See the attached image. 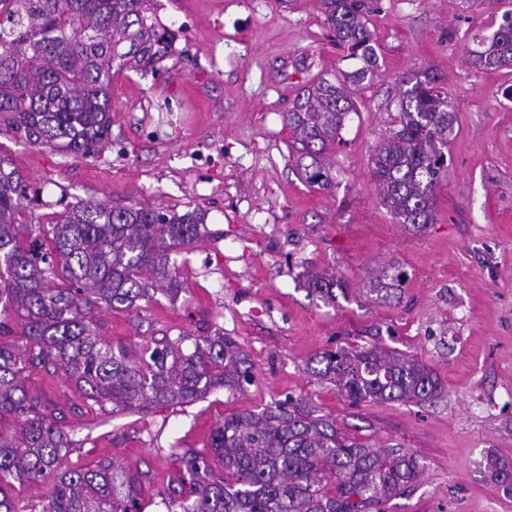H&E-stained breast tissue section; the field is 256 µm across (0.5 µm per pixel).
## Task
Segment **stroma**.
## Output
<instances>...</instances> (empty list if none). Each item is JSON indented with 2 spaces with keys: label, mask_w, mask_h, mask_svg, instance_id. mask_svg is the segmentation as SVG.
<instances>
[{
  "label": "stroma",
  "mask_w": 512,
  "mask_h": 512,
  "mask_svg": "<svg viewBox=\"0 0 512 512\" xmlns=\"http://www.w3.org/2000/svg\"><path fill=\"white\" fill-rule=\"evenodd\" d=\"M510 9L512 0L480 12L463 0H372L378 68L329 154L327 190L301 177L284 120L311 79L359 66L336 46L319 0H158L176 52L158 73L113 76L112 127L98 154L0 135L31 187L28 223L55 221L80 200L204 211L199 241L170 254L181 293L101 310L100 331L131 350L181 336L187 352L191 337L217 332L252 366L243 390L114 415L86 407L62 374L30 375L28 392L64 409L77 442L70 463L108 458L138 469L144 512H166L182 449H206L227 414L292 396L344 435L424 464L385 512H512V484L492 483L485 469L490 453L512 463V69L469 63L474 34ZM427 73L447 88L456 121L436 221L416 230L381 203L372 158L403 90ZM384 265L407 274L385 298L369 284ZM309 268L344 285L336 306L309 296ZM372 346L417 359L438 377L440 397L356 406L308 367L326 350Z\"/></svg>",
  "instance_id": "35a3bbf8"
}]
</instances>
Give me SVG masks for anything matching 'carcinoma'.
Wrapping results in <instances>:
<instances>
[{
    "label": "carcinoma",
    "mask_w": 512,
    "mask_h": 512,
    "mask_svg": "<svg viewBox=\"0 0 512 512\" xmlns=\"http://www.w3.org/2000/svg\"><path fill=\"white\" fill-rule=\"evenodd\" d=\"M156 0H0V134L81 157L95 155L112 125V72H152L174 55V38ZM336 44L363 66L335 82L304 86L285 116L300 145L296 165L319 189L335 177L327 153L342 141L355 111L352 91L377 69L366 0H321ZM480 70L512 68V10L470 51ZM454 111L448 91L427 74L402 94L399 124L376 147L373 176L381 202L400 224L435 223L436 194L448 174ZM25 176L0 154V512H18L8 488L54 480L41 512H143L138 471L107 459L62 466L73 440L57 409L25 389V375L60 371L86 401L112 414L153 404L189 403L252 381L247 353L231 338L201 333L193 350L165 336L137 355L102 336L94 311L130 308L156 281L172 282L169 251L200 238L196 210L164 214L148 204L80 200L34 229L20 222ZM405 273H374L376 290L399 288ZM308 291L336 305V278L308 271ZM13 311L21 330L10 326ZM315 375L354 404L422 402L441 394L425 366L392 349L338 348L316 358ZM210 453L186 449L171 480L167 512H383L421 476L423 465L400 449L374 450L342 435L335 422L301 403L224 416ZM491 481L512 480V466L486 460Z\"/></svg>",
    "instance_id": "1"
}]
</instances>
